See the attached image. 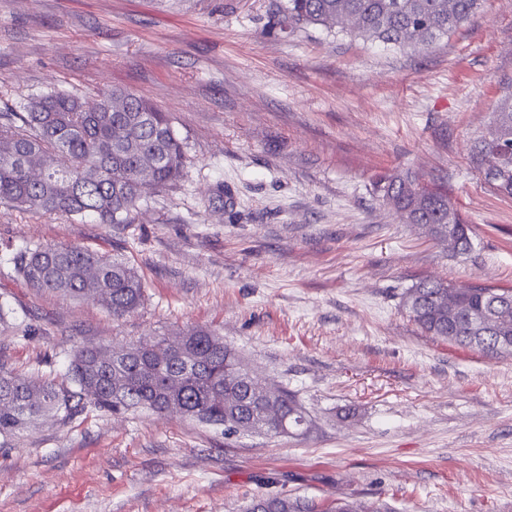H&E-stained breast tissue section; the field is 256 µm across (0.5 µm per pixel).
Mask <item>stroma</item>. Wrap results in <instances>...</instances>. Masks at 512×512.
I'll use <instances>...</instances> for the list:
<instances>
[{
    "mask_svg": "<svg viewBox=\"0 0 512 512\" xmlns=\"http://www.w3.org/2000/svg\"><path fill=\"white\" fill-rule=\"evenodd\" d=\"M274 2L0 0V101L126 89L170 112L191 158L131 224L0 204V365L61 382L77 347L203 327L311 421L270 437L91 406L47 417L0 436V512H239L272 474L318 501L512 512V356L427 336L401 307L424 278L512 288V197L471 162L512 76V0L416 51L271 35ZM394 171L447 188L469 253L374 196ZM37 243L124 259L143 305L118 320L29 287L12 258Z\"/></svg>",
    "mask_w": 512,
    "mask_h": 512,
    "instance_id": "1",
    "label": "stroma"
}]
</instances>
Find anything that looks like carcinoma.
Segmentation results:
<instances>
[{
  "label": "carcinoma",
  "instance_id": "cac0c4a2",
  "mask_svg": "<svg viewBox=\"0 0 512 512\" xmlns=\"http://www.w3.org/2000/svg\"><path fill=\"white\" fill-rule=\"evenodd\" d=\"M480 0H279L273 29L319 26L329 33L398 49L428 47L454 34ZM492 123L473 159L485 181L512 196V77L502 82ZM190 163L170 113L122 89L93 105L63 92L32 99L24 112H0V203L44 215L89 216L131 224L148 194L178 181ZM373 189L407 224L456 252L472 249L470 227L448 196L409 174L379 175ZM16 272L36 289L88 299L120 319L136 311L144 285L125 262L74 245L18 253ZM408 317L430 336L495 355H512V288L450 286L423 279L402 295ZM69 383L23 378L0 367V435L14 436L44 416L65 421L91 404L125 414L178 413L226 434L305 432L310 420L286 389L272 392L224 340L189 328L175 340L145 336L120 348L75 351ZM242 512H390L382 503L339 498L327 505L283 491L253 496Z\"/></svg>",
  "mask_w": 512,
  "mask_h": 512
}]
</instances>
